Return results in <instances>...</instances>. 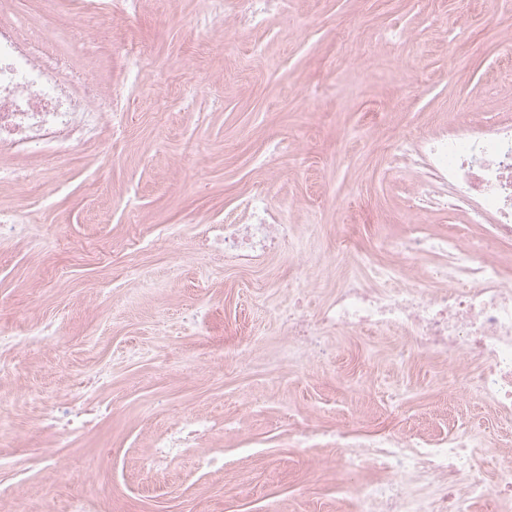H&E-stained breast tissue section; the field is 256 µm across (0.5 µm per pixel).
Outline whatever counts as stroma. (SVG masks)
I'll return each instance as SVG.
<instances>
[{
	"label": "stroma",
	"instance_id": "obj_1",
	"mask_svg": "<svg viewBox=\"0 0 512 512\" xmlns=\"http://www.w3.org/2000/svg\"><path fill=\"white\" fill-rule=\"evenodd\" d=\"M0 16L49 31L45 53L88 76L92 108L120 96L118 147L4 155L29 183L0 186V209L24 211L42 247L0 245V321L58 324L62 344L0 353V512H43L95 485L98 512H342L345 469L334 449L300 446L299 425L444 438L461 383L422 353L399 360L397 336H332L322 369L280 361L288 344L272 311L287 306L297 258L313 275L312 309L345 276L392 262L378 250L409 228L404 175L379 176L395 137L463 117L512 114V0H290L262 29L209 21L204 0H0ZM399 27L405 40H379ZM149 65L124 86L123 50ZM265 188L294 227L280 256L252 266L197 252L200 222L233 218ZM148 247L129 254V240ZM209 309L202 333L181 318ZM257 339L234 359L247 333ZM139 356H130L131 348ZM109 366L96 399L113 404L59 438L30 397H73L72 375ZM224 427L203 443L224 456L201 471L194 453L145 482L154 438L179 415Z\"/></svg>",
	"mask_w": 512,
	"mask_h": 512
}]
</instances>
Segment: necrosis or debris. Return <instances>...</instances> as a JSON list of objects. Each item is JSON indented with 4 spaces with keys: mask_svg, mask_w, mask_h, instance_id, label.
Segmentation results:
<instances>
[{
    "mask_svg": "<svg viewBox=\"0 0 512 512\" xmlns=\"http://www.w3.org/2000/svg\"><path fill=\"white\" fill-rule=\"evenodd\" d=\"M42 41L0 21V155L43 149L64 156L97 143L108 123L124 121L123 115L90 109L74 91L83 76L47 63ZM390 167L416 175L407 192L413 229L383 248L411 268L422 256L440 255L431 269L437 287L378 265L370 278L346 277L331 301L313 312L310 276L299 269L292 301L278 314L288 331L287 353L324 366L334 357L328 336L399 335L404 342L398 357L418 350L452 368L475 364L478 371L460 400L477 396L512 421V273L499 259L501 248L512 245V116L485 127L452 121L428 136L399 138L390 147ZM241 210L239 223L210 225L198 243L201 254L253 265L282 251L292 227L267 194L246 195ZM431 211L485 225L482 248L421 231L418 222ZM215 427L201 413L177 419L154 441L146 475L167 469ZM499 444L463 426L438 440L391 433L357 438L337 429L340 462L367 461L379 473L366 484L344 485L349 512H468L472 502L486 498L493 499L495 512H512V465L490 479L478 466Z\"/></svg>",
    "mask_w": 512,
    "mask_h": 512,
    "instance_id": "obj_1",
    "label": "necrosis or debris"
}]
</instances>
